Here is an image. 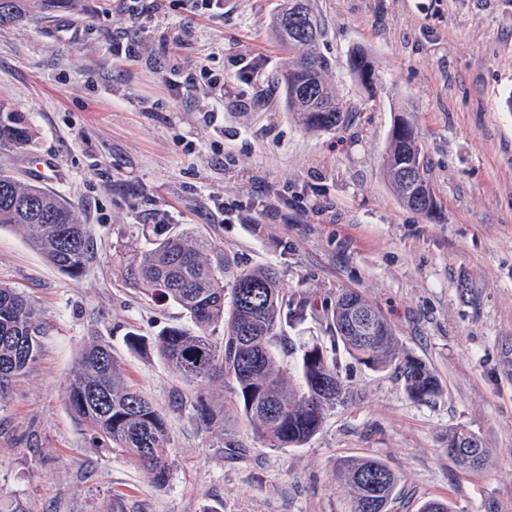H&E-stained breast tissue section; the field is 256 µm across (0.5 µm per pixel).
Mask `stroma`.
Instances as JSON below:
<instances>
[{
  "label": "stroma",
  "instance_id": "1",
  "mask_svg": "<svg viewBox=\"0 0 512 512\" xmlns=\"http://www.w3.org/2000/svg\"><path fill=\"white\" fill-rule=\"evenodd\" d=\"M282 0H224L220 15L153 11L140 0H63L0 26V106L35 131L0 145V169L28 180L35 160L63 177L51 191L75 205L94 239L82 277L49 265L11 228L0 230V285L24 290L49 322L38 359L0 404V512H341L340 457L367 455L401 477L391 512L429 500L455 512H512V0H312L326 34L315 50L353 110L332 131L287 112L275 75L288 53L273 38ZM133 43L134 58L113 46ZM367 49L382 88L369 97L351 75ZM223 74L249 100L215 132L200 93L175 96L156 60ZM421 137L440 207H403L380 167L395 111ZM223 197L229 214L217 212ZM287 220L272 218L274 210ZM200 227L244 266L271 264L284 298L305 302L303 323L274 347L290 374L305 343L328 341L337 294L359 292L395 330L405 354L430 365L443 390L411 400L393 369L336 358L353 394L305 445L275 448L230 413L206 428L196 396L215 405L232 385L197 389L156 354L131 347L190 322L170 302L125 282L116 243L140 225ZM112 348L126 378L165 415L171 479L157 486L117 448H95L65 404L80 349ZM464 427L489 448L465 472L448 457Z\"/></svg>",
  "mask_w": 512,
  "mask_h": 512
}]
</instances>
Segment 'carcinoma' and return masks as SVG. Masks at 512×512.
<instances>
[{
	"label": "carcinoma",
	"mask_w": 512,
	"mask_h": 512,
	"mask_svg": "<svg viewBox=\"0 0 512 512\" xmlns=\"http://www.w3.org/2000/svg\"><path fill=\"white\" fill-rule=\"evenodd\" d=\"M29 0H0V25L26 17ZM278 40L290 49L310 46L323 34L310 0H286L272 22ZM349 68L371 95L380 89L368 53L354 50ZM326 57L301 54L281 76L288 111L308 128L332 130L349 112L329 78ZM34 132L15 112L0 111V145H25ZM384 175L404 206L430 215L440 207L426 193L429 164L419 135L408 118L395 115L382 157ZM21 231L28 244L52 267L70 277L81 276L94 250L88 226L78 222L72 203L36 181H21L0 170V228ZM145 244L124 258V272L152 295L179 306L195 330L169 327L152 338L157 355L184 381L203 388L221 378L232 382L234 407L252 432L277 448L307 444L320 430L327 412L348 402L350 392L336 362L341 348L358 364L382 370L393 367L415 401L437 397L442 386L433 368L406 355L383 315L355 292L336 298L330 313L332 347L313 342L303 347L299 379L281 369L274 339L282 324L305 321L301 303L282 310L283 296L276 269L239 267L224 249L202 231L171 232L162 224L142 225ZM359 300L366 322L357 321L346 299ZM222 335H217V331ZM48 323L15 288L0 286V402L15 380L40 355ZM67 405L90 433L96 447L124 449L160 487L170 479L169 425L152 403L128 385L112 350L102 341L85 344L65 389ZM196 411L208 427L225 425L224 410L198 393ZM336 482L346 492L344 512H389L399 476L381 459L346 457L336 463Z\"/></svg>",
	"instance_id": "carcinoma-1"
}]
</instances>
